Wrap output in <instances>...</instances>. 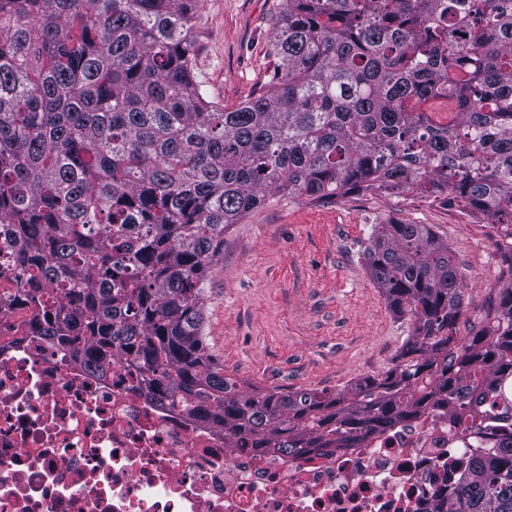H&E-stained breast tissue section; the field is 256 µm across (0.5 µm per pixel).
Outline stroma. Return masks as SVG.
<instances>
[{
	"instance_id": "35a3bbf8",
	"label": "stroma",
	"mask_w": 512,
	"mask_h": 512,
	"mask_svg": "<svg viewBox=\"0 0 512 512\" xmlns=\"http://www.w3.org/2000/svg\"><path fill=\"white\" fill-rule=\"evenodd\" d=\"M282 0H197L194 74L232 110L269 80ZM422 224L463 276L464 339L491 323L512 286V237L493 219L418 192L338 199L278 194L224 232L209 269L204 334L226 375L266 391L341 390L380 377L413 332L371 280L363 251L373 225Z\"/></svg>"
}]
</instances>
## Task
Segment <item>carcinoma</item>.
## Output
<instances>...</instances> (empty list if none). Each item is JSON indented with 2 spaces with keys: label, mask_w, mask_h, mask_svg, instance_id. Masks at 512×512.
Masks as SVG:
<instances>
[{
  "label": "carcinoma",
  "mask_w": 512,
  "mask_h": 512,
  "mask_svg": "<svg viewBox=\"0 0 512 512\" xmlns=\"http://www.w3.org/2000/svg\"><path fill=\"white\" fill-rule=\"evenodd\" d=\"M194 0H0V247L50 341L241 447L341 448L512 377V288L459 346L448 244L375 224L368 272L413 321L396 366L340 392L248 390L206 353L207 267L268 195L418 191L512 236V0H283L275 64L226 111L194 75ZM443 99L455 122L430 125ZM62 300H40L36 285ZM435 512H512V442L475 460Z\"/></svg>",
  "instance_id": "carcinoma-1"
}]
</instances>
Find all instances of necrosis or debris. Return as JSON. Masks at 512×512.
Listing matches in <instances>:
<instances>
[{"instance_id": "4bbe7bcc", "label": "necrosis or debris", "mask_w": 512, "mask_h": 512, "mask_svg": "<svg viewBox=\"0 0 512 512\" xmlns=\"http://www.w3.org/2000/svg\"><path fill=\"white\" fill-rule=\"evenodd\" d=\"M0 304V512H433L507 435L512 402L428 409L351 448L297 458L228 447L221 431L138 388L126 365L24 330Z\"/></svg>"}]
</instances>
